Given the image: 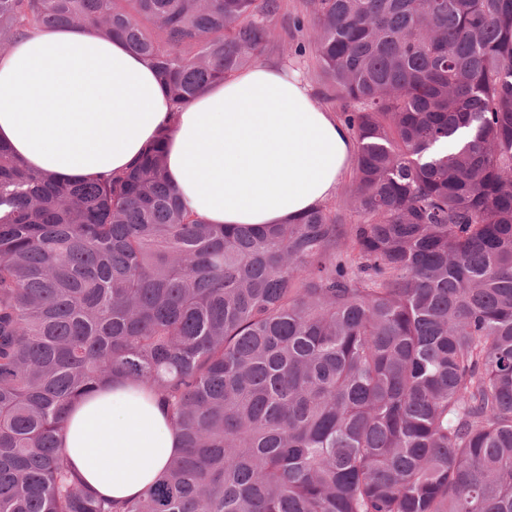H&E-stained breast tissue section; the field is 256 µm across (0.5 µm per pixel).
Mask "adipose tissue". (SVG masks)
Returning a JSON list of instances; mask_svg holds the SVG:
<instances>
[{"instance_id":"1","label":"adipose tissue","mask_w":512,"mask_h":512,"mask_svg":"<svg viewBox=\"0 0 512 512\" xmlns=\"http://www.w3.org/2000/svg\"><path fill=\"white\" fill-rule=\"evenodd\" d=\"M166 134L168 180L212 224H280L330 199L356 143L296 71L261 62L171 111L155 69L87 28L29 33L0 53V141L29 167L95 180ZM59 444L83 488L144 493L179 451L147 385L104 382L73 402Z\"/></svg>"}]
</instances>
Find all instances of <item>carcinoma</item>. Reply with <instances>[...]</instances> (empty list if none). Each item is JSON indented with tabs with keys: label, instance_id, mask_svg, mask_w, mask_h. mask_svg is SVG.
I'll return each mask as SVG.
<instances>
[{
	"label": "carcinoma",
	"instance_id": "carcinoma-1",
	"mask_svg": "<svg viewBox=\"0 0 512 512\" xmlns=\"http://www.w3.org/2000/svg\"><path fill=\"white\" fill-rule=\"evenodd\" d=\"M285 7L0 0V44L92 28L176 112L274 48ZM303 8L294 54L357 144L341 204L210 224L169 186L163 134L92 182L0 143V512H512V0ZM127 378L182 451L116 503L58 434Z\"/></svg>",
	"mask_w": 512,
	"mask_h": 512
}]
</instances>
